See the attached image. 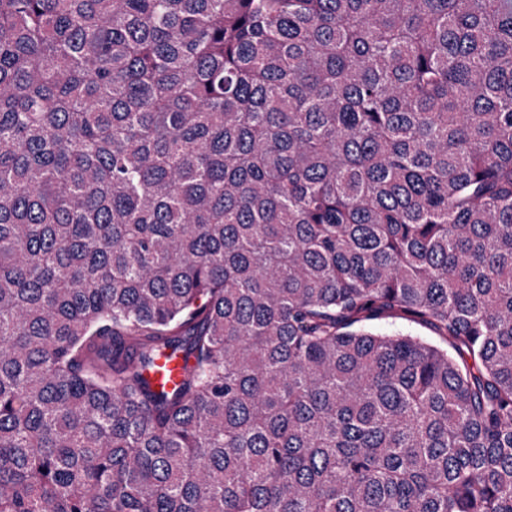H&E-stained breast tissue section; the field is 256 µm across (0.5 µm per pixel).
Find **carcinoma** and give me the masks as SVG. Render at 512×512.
<instances>
[{"mask_svg": "<svg viewBox=\"0 0 512 512\" xmlns=\"http://www.w3.org/2000/svg\"><path fill=\"white\" fill-rule=\"evenodd\" d=\"M0 512H512V0H0ZM379 329L394 332L401 331L404 333H411L418 336H423L431 340H437L436 334H434L429 328L419 326L413 323H409L402 319L388 318L376 322ZM185 361L180 355L164 356L157 361L152 377L156 383L171 388L179 383Z\"/></svg>", "mask_w": 512, "mask_h": 512, "instance_id": "1", "label": "carcinoma"}]
</instances>
